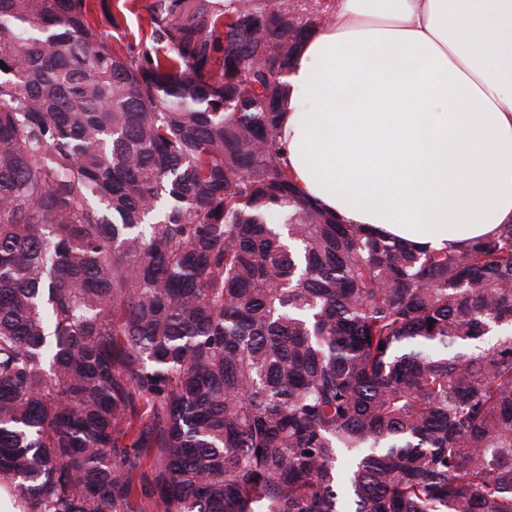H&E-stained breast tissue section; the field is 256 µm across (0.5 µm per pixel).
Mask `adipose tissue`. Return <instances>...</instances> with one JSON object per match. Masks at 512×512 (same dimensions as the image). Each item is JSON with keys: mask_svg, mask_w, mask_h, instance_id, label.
Here are the masks:
<instances>
[{"mask_svg": "<svg viewBox=\"0 0 512 512\" xmlns=\"http://www.w3.org/2000/svg\"><path fill=\"white\" fill-rule=\"evenodd\" d=\"M297 192L428 250L512 223V0H336L285 77Z\"/></svg>", "mask_w": 512, "mask_h": 512, "instance_id": "1", "label": "adipose tissue"}]
</instances>
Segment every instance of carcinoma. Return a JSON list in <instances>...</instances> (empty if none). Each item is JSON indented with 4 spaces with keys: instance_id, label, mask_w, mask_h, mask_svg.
<instances>
[{
    "instance_id": "1",
    "label": "carcinoma",
    "mask_w": 512,
    "mask_h": 512,
    "mask_svg": "<svg viewBox=\"0 0 512 512\" xmlns=\"http://www.w3.org/2000/svg\"><path fill=\"white\" fill-rule=\"evenodd\" d=\"M89 2L0 0L24 512H512V223L426 251L297 194L276 135L307 4L155 0L172 50L135 56Z\"/></svg>"
}]
</instances>
